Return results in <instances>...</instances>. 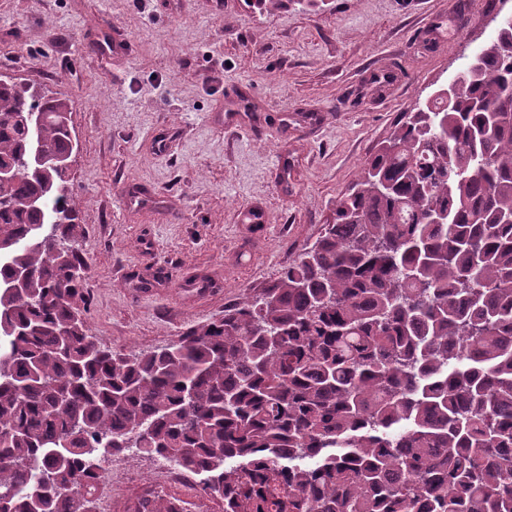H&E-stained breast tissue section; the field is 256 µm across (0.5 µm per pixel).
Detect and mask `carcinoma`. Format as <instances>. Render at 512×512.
<instances>
[{
	"mask_svg": "<svg viewBox=\"0 0 512 512\" xmlns=\"http://www.w3.org/2000/svg\"><path fill=\"white\" fill-rule=\"evenodd\" d=\"M496 32L272 284L135 356L87 328L69 174L31 164L70 149L74 104L0 72V512H96L128 451L224 512H512V16Z\"/></svg>",
	"mask_w": 512,
	"mask_h": 512,
	"instance_id": "cac0c4a2",
	"label": "carcinoma"
}]
</instances>
